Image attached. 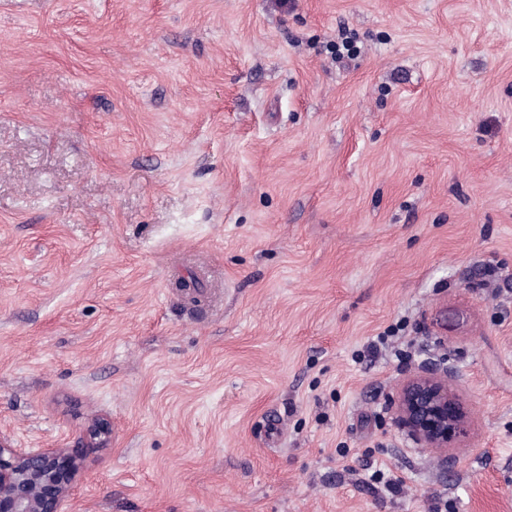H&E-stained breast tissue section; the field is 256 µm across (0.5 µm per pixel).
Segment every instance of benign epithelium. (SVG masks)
Segmentation results:
<instances>
[{
  "instance_id": "1",
  "label": "benign epithelium",
  "mask_w": 512,
  "mask_h": 512,
  "mask_svg": "<svg viewBox=\"0 0 512 512\" xmlns=\"http://www.w3.org/2000/svg\"><path fill=\"white\" fill-rule=\"evenodd\" d=\"M393 406L400 423L421 448L448 450V438L465 437L469 421L448 379V368L420 369L399 387ZM84 448L112 445V423L90 419ZM83 456L70 448L32 451L0 435V512H59L83 471Z\"/></svg>"
}]
</instances>
